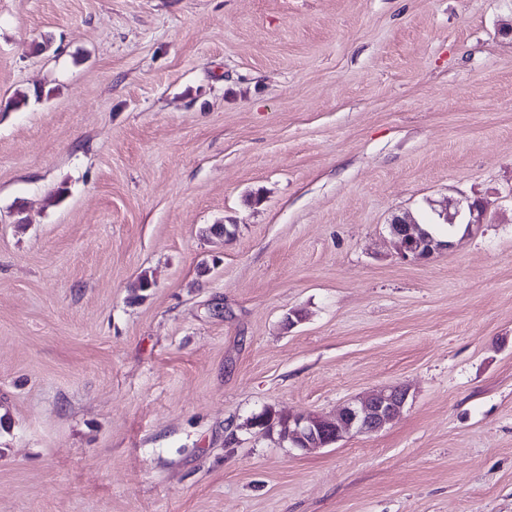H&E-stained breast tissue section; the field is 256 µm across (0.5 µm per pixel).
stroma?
Segmentation results:
<instances>
[{
  "mask_svg": "<svg viewBox=\"0 0 512 512\" xmlns=\"http://www.w3.org/2000/svg\"><path fill=\"white\" fill-rule=\"evenodd\" d=\"M0 512H512V0H0ZM388 226L398 254L406 261H421L436 251L453 246L449 240V232L448 241L443 243L420 230V224H415L405 216H395ZM408 395L404 386L373 391L347 403L333 418L312 414L278 417L280 432L288 425L285 437L293 448L309 451L337 443L346 435L378 432L402 412ZM296 415V416H295Z\"/></svg>",
  "mask_w": 512,
  "mask_h": 512,
  "instance_id": "obj_1",
  "label": "stroma"
}]
</instances>
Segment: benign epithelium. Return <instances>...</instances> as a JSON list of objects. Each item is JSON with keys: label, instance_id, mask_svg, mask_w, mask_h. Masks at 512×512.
<instances>
[{"label": "benign epithelium", "instance_id": "1", "mask_svg": "<svg viewBox=\"0 0 512 512\" xmlns=\"http://www.w3.org/2000/svg\"><path fill=\"white\" fill-rule=\"evenodd\" d=\"M398 254L406 261L417 262L425 257L453 246L441 242L420 229V225L405 216H396L389 224ZM408 395L404 386L373 391L347 403L336 416L326 418L312 414L290 416L288 443L301 451L321 448L337 443L351 434L375 433L393 422L402 412Z\"/></svg>", "mask_w": 512, "mask_h": 512}]
</instances>
